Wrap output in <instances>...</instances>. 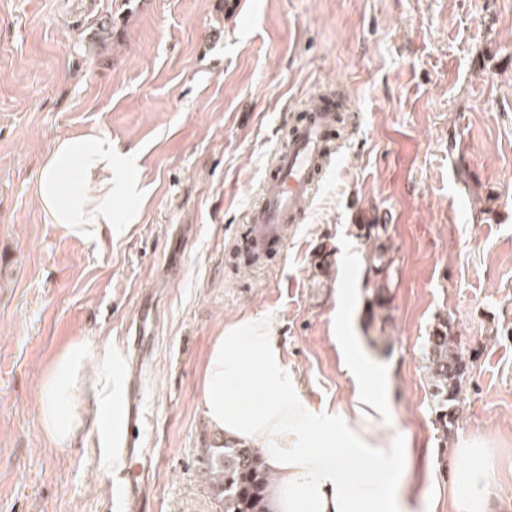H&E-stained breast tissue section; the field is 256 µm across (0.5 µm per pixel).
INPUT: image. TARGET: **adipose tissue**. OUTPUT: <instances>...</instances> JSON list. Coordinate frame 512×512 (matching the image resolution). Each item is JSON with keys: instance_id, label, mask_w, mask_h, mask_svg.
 <instances>
[{"instance_id": "ef3b65f1", "label": "adipose tissue", "mask_w": 512, "mask_h": 512, "mask_svg": "<svg viewBox=\"0 0 512 512\" xmlns=\"http://www.w3.org/2000/svg\"><path fill=\"white\" fill-rule=\"evenodd\" d=\"M108 138L60 140L41 165L34 194L45 217L65 233L92 243L111 238L112 169ZM354 383L355 425L337 427L334 415L298 390L274 321L248 315L227 323L210 346L202 380V410L226 440L255 449L270 468V512H414L402 486V449L380 434L385 399L378 376L343 353ZM124 400V359L106 346L70 343L39 386L45 439L73 447L81 436L121 439L108 418ZM464 465L448 487V512H487L494 498L488 449L465 448Z\"/></svg>"}]
</instances>
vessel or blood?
<instances>
[{"instance_id":"b4317fda","label":"vessel or blood","mask_w":512,"mask_h":512,"mask_svg":"<svg viewBox=\"0 0 512 512\" xmlns=\"http://www.w3.org/2000/svg\"><path fill=\"white\" fill-rule=\"evenodd\" d=\"M336 127L337 109L327 97L312 100L305 107L302 120L291 129L286 143L275 155L272 172L247 216L251 252L264 257L283 245L284 227L304 213L336 155ZM128 334L133 347H143L149 338L156 336L157 323L140 317L129 327ZM123 418L126 438L120 452L130 461L139 453L136 432L141 425V417L132 402H125ZM143 483V474L123 475L120 499L125 512H135L143 498Z\"/></svg>"}]
</instances>
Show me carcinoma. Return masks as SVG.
I'll return each mask as SVG.
<instances>
[{"instance_id":"carcinoma-1","label":"carcinoma","mask_w":512,"mask_h":512,"mask_svg":"<svg viewBox=\"0 0 512 512\" xmlns=\"http://www.w3.org/2000/svg\"><path fill=\"white\" fill-rule=\"evenodd\" d=\"M385 224H362L358 229L361 239L379 242L387 236ZM385 254L378 252L370 268L382 277L367 301L366 326L379 333L385 332L388 316V269L391 262L383 261ZM424 369L432 401L434 426L448 436L458 419L459 404L463 400L464 386L470 371L465 353L454 345L448 331V321L442 320L427 337ZM206 477L217 499L219 512H269L268 492L272 474L254 449L224 441L203 450Z\"/></svg>"}]
</instances>
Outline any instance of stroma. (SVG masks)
<instances>
[{
    "label": "stroma",
    "instance_id": "1",
    "mask_svg": "<svg viewBox=\"0 0 512 512\" xmlns=\"http://www.w3.org/2000/svg\"><path fill=\"white\" fill-rule=\"evenodd\" d=\"M340 89V150L265 268L246 215L305 103ZM133 152L105 246L47 223L33 178L55 144ZM391 258L384 338L365 331L373 245ZM157 312L148 355L125 343ZM278 322L300 391L351 419L348 347L390 374L382 429L403 478L448 512L457 449L489 448L512 502V0H0V512H107L125 460L44 439L39 384L73 340L122 352L139 385L140 512H216L202 451L210 346L246 315ZM448 321L472 355L459 418L433 425L423 348Z\"/></svg>",
    "mask_w": 512,
    "mask_h": 512
}]
</instances>
